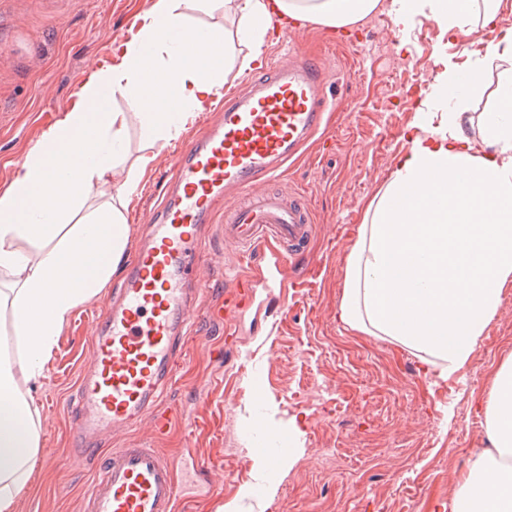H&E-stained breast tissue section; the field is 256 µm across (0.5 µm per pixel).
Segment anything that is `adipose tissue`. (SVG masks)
<instances>
[{"label": "adipose tissue", "mask_w": 512, "mask_h": 512, "mask_svg": "<svg viewBox=\"0 0 512 512\" xmlns=\"http://www.w3.org/2000/svg\"><path fill=\"white\" fill-rule=\"evenodd\" d=\"M153 0L138 36L119 43L80 85L79 106L31 147L0 190V512L28 490L40 448L41 386L74 310L106 288L130 241L125 212L151 162L128 163L125 113L139 109L151 143L178 140L189 119L223 95L226 35L195 29L186 5ZM241 61L259 64L272 13L350 26L379 0H231ZM501 0H392L396 27L432 18L451 38L474 22L494 28L485 65L445 59L408 151L368 207L347 264L340 309L349 327L418 353L442 374L461 372L512 281V27L495 29ZM496 70L494 104L472 115L465 91ZM90 157L79 160L75 145ZM489 447L473 449L452 512H512V364L496 373L485 407Z\"/></svg>", "instance_id": "ef3b65f1"}]
</instances>
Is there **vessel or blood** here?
I'll return each mask as SVG.
<instances>
[{
  "instance_id": "vessel-or-blood-1",
  "label": "vessel or blood",
  "mask_w": 512,
  "mask_h": 512,
  "mask_svg": "<svg viewBox=\"0 0 512 512\" xmlns=\"http://www.w3.org/2000/svg\"><path fill=\"white\" fill-rule=\"evenodd\" d=\"M325 84L318 63L288 50L246 95L226 93L206 140L172 154L174 185L164 190L150 238L135 249L117 298L95 322L93 355L75 396L74 448L99 469L84 512H183L186 497L172 461L153 448H114L103 459L95 443L146 417L154 435L166 433L159 401L183 361L182 330L193 314L185 283L209 263L198 230L211 223L218 199L237 201L224 222L225 241L255 249L271 238L278 245L275 271L262 282L226 274V323H237L250 307L257 284L278 287L276 271L311 235L310 214L304 202L268 185L320 132Z\"/></svg>"
}]
</instances>
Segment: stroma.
Listing matches in <instances>:
<instances>
[{
    "label": "stroma",
    "mask_w": 512,
    "mask_h": 512,
    "mask_svg": "<svg viewBox=\"0 0 512 512\" xmlns=\"http://www.w3.org/2000/svg\"><path fill=\"white\" fill-rule=\"evenodd\" d=\"M152 0H0V190L46 131L50 108L78 102L80 83L132 37L135 19ZM391 0L352 26L350 34L306 21L298 49L329 76L327 138L310 145L287 170L279 191L311 201L314 231L304 254L314 274L285 297L256 300L238 321V346L224 345L223 322L211 312L224 301V268L236 261L221 223L208 225L213 256L200 284V315L177 381L162 407L168 432L146 437L135 426L118 448H156L180 468L186 512H451L472 449L488 447L485 406L498 369L512 363V282L479 339L469 365L441 378L412 351L347 326L340 317L347 260L369 204L408 147L438 59L467 67L491 40L478 27L460 41L418 17L395 30ZM113 110L127 115L128 161L154 160L128 215L160 204L156 179L170 172L168 147L150 145L137 108L123 96ZM111 288L80 305L63 327L41 407L40 460L14 512H81L93 481L75 455L71 399L92 357L91 317ZM304 447L288 448L293 429ZM224 472L221 489L205 493L200 469Z\"/></svg>",
    "instance_id": "1"
}]
</instances>
